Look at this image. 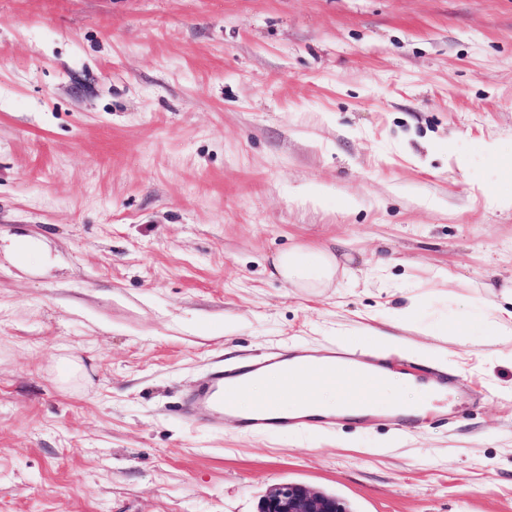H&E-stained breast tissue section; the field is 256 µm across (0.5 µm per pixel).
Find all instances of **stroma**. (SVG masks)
I'll use <instances>...</instances> for the list:
<instances>
[{
	"label": "stroma",
	"mask_w": 512,
	"mask_h": 512,
	"mask_svg": "<svg viewBox=\"0 0 512 512\" xmlns=\"http://www.w3.org/2000/svg\"><path fill=\"white\" fill-rule=\"evenodd\" d=\"M508 194L512 0H0V512H257L286 482L512 512V362L481 314ZM299 244L347 276L286 286ZM374 333L475 403L405 436L168 411L217 362Z\"/></svg>",
	"instance_id": "stroma-1"
}]
</instances>
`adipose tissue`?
<instances>
[{"instance_id":"obj_1","label":"adipose tissue","mask_w":512,"mask_h":512,"mask_svg":"<svg viewBox=\"0 0 512 512\" xmlns=\"http://www.w3.org/2000/svg\"><path fill=\"white\" fill-rule=\"evenodd\" d=\"M273 267L288 285L305 289L330 287L339 272V262L331 252L304 247L279 253ZM483 316L491 328L489 343L507 345V354L512 357V288L504 287L500 300L484 307ZM376 402L420 415L428 407V395L416 380L390 371L376 394Z\"/></svg>"}]
</instances>
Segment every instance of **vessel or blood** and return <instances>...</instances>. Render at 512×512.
I'll return each instance as SVG.
<instances>
[{
  "mask_svg": "<svg viewBox=\"0 0 512 512\" xmlns=\"http://www.w3.org/2000/svg\"><path fill=\"white\" fill-rule=\"evenodd\" d=\"M355 355L336 356L325 351L320 360H295L292 353H274L234 366H217L180 399L176 412L185 421L200 417L221 418L243 431L288 430L303 424L284 401L288 397H314L325 385L351 396L354 404L371 406L383 375L376 370H356ZM278 375L280 384L268 398L259 401L246 415L240 414L236 393L252 378L265 373Z\"/></svg>",
  "mask_w": 512,
  "mask_h": 512,
  "instance_id": "b4317fda",
  "label": "vessel or blood"
}]
</instances>
